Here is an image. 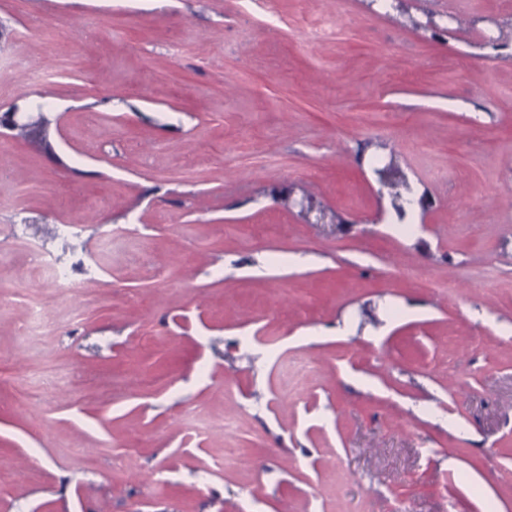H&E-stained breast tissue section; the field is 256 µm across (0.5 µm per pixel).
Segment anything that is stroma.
<instances>
[{"label": "stroma", "instance_id": "obj_1", "mask_svg": "<svg viewBox=\"0 0 512 512\" xmlns=\"http://www.w3.org/2000/svg\"><path fill=\"white\" fill-rule=\"evenodd\" d=\"M275 10L0 0V512H512V0ZM25 391L32 399L41 400L51 395L58 387L57 372L52 366H45L29 374Z\"/></svg>", "mask_w": 512, "mask_h": 512}]
</instances>
